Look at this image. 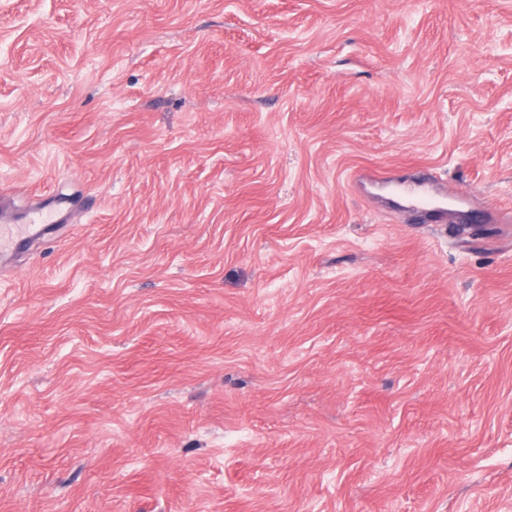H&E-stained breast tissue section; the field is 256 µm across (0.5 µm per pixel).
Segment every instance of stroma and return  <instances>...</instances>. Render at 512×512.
<instances>
[{
  "instance_id": "35a3bbf8",
  "label": "stroma",
  "mask_w": 512,
  "mask_h": 512,
  "mask_svg": "<svg viewBox=\"0 0 512 512\" xmlns=\"http://www.w3.org/2000/svg\"><path fill=\"white\" fill-rule=\"evenodd\" d=\"M512 0H0V512H512ZM428 185V181L419 180L402 187L406 208L421 213L430 222H454V216L447 208L430 201L433 196H428ZM18 197L15 192L0 191V255L2 263L28 240L48 238L53 224L61 222L57 215L62 206L70 204L61 193H55L53 201L44 206H30L18 210L13 206Z\"/></svg>"
}]
</instances>
